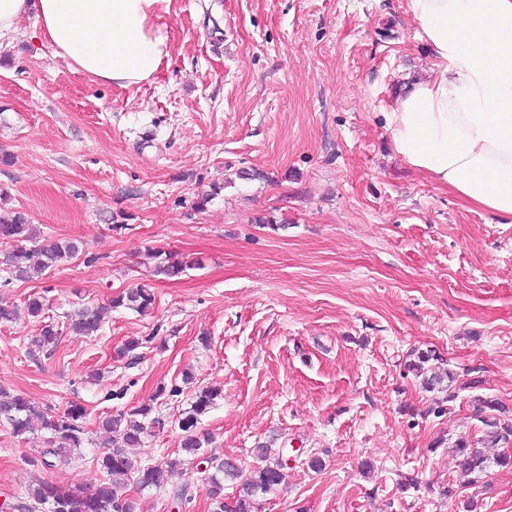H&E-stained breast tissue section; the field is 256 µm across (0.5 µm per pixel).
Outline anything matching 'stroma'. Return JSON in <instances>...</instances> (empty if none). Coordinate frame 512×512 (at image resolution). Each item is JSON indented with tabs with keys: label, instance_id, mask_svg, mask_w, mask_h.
I'll use <instances>...</instances> for the list:
<instances>
[{
	"label": "stroma",
	"instance_id": "1",
	"mask_svg": "<svg viewBox=\"0 0 512 512\" xmlns=\"http://www.w3.org/2000/svg\"><path fill=\"white\" fill-rule=\"evenodd\" d=\"M160 22L169 67L126 89L53 57L34 16L0 40L6 207L34 244H83L30 282L0 245V303L18 310L0 324V390L88 410L82 447L50 469L37 464L45 434L0 424V504L42 479L103 481L101 413L173 384L138 465L174 457L179 415L219 388L200 420L211 454L249 470L272 439L290 459L261 512H512V470L467 479L454 448L482 428L475 399L512 418V221L393 150L387 114L431 66L405 0H171ZM160 251L190 264L155 275ZM140 286L156 296L147 311L113 309L98 335L32 350L28 294L63 323ZM132 338L145 345L131 367L117 351ZM414 350L455 376L444 414L405 366ZM123 489L139 512H208L191 464L163 489L132 475Z\"/></svg>",
	"mask_w": 512,
	"mask_h": 512
}]
</instances>
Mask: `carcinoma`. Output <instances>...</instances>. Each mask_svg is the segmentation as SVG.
I'll list each match as a JSON object with an SVG mask.
<instances>
[{"label":"carcinoma","instance_id":"1","mask_svg":"<svg viewBox=\"0 0 512 512\" xmlns=\"http://www.w3.org/2000/svg\"><path fill=\"white\" fill-rule=\"evenodd\" d=\"M31 238L30 224L21 212L11 211L0 214V243H16L7 262L13 278L28 282L42 278L49 269L76 256L79 246L72 240H54L49 243L26 248L20 242ZM160 261L155 273L168 279L179 276L189 262L179 260L172 254H156ZM155 302L151 289L133 288L123 295L109 300L104 305L85 307L75 317L68 319L67 329L76 335L98 334L105 317L114 308L125 307L143 312ZM27 315L39 320V334L32 338L31 346L48 350L56 346L60 332L59 325L45 320L49 302L39 293L28 295L25 301ZM438 360L432 351L417 352V360L409 362L407 368L421 378L422 388L432 392L440 388L446 379L453 380V374L425 369V364ZM218 396V389L206 387L195 393V400L189 411L177 419L181 432L180 448L188 457H198L207 451L211 443L209 434L198 429L199 417L207 413ZM154 407L145 403L128 410H118L100 418L98 428L102 434L103 447L107 448L100 459V466L108 479L93 488L66 489L52 482L37 481L28 486L17 500L16 512H137L135 499L120 490V484L132 472L137 473L139 488L162 489L169 476L186 463L180 458L135 468L134 450L141 447L146 436L160 420L153 417ZM505 408L493 399H477V415L484 426L479 439L462 437L456 443L459 466L463 473L480 474L489 465V458L480 446L495 447L512 444V422L503 420L499 414ZM87 409L77 403H70L62 411H53L22 395L0 394V423L6 424L11 433L24 436L28 433L45 431L50 434L47 447L41 452L40 463L54 467L68 463L72 452L81 447L85 431ZM254 452L262 465L244 472L232 459H222L213 466L214 472H200V481L208 487L212 512H260V498L286 481L287 472L283 455L276 453L271 444L260 443ZM236 484V495L224 498V482Z\"/></svg>","mask_w":512,"mask_h":512}]
</instances>
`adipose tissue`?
Masks as SVG:
<instances>
[{
  "instance_id": "ef3b65f1",
  "label": "adipose tissue",
  "mask_w": 512,
  "mask_h": 512,
  "mask_svg": "<svg viewBox=\"0 0 512 512\" xmlns=\"http://www.w3.org/2000/svg\"><path fill=\"white\" fill-rule=\"evenodd\" d=\"M169 0H0V39L35 14L54 57L121 88L171 62ZM431 52L388 114L395 152L464 202L512 218V0H406Z\"/></svg>"
}]
</instances>
